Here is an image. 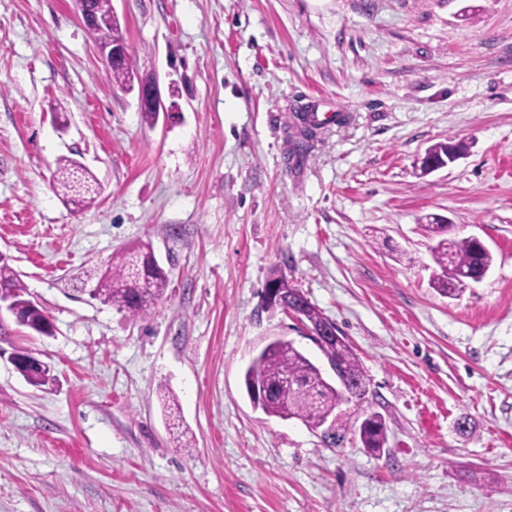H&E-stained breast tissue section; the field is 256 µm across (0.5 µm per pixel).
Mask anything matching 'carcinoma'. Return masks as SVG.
<instances>
[{
  "instance_id": "carcinoma-1",
  "label": "carcinoma",
  "mask_w": 512,
  "mask_h": 512,
  "mask_svg": "<svg viewBox=\"0 0 512 512\" xmlns=\"http://www.w3.org/2000/svg\"><path fill=\"white\" fill-rule=\"evenodd\" d=\"M112 79L124 88L137 81L144 86L154 83L151 76H140L132 66V56L111 67ZM315 134L304 135L293 141L291 156L305 159ZM434 156L448 157V152L464 153L461 142L449 139L430 148ZM53 190L62 200L76 208L91 205L100 193L96 177L86 168L63 157L58 160L53 178ZM428 230L438 238L432 247V258L438 271L431 279V287L448 298L459 295L465 283L479 281L490 270L493 256L488 248L472 237H448V225L430 224ZM92 289L95 300L125 312L131 318L150 315L163 298L169 285L168 273L158 263L149 242L127 248L112 257V261L93 274ZM291 287L288 278L278 269L270 271L265 288L281 293V298L265 301L268 309L282 308L285 289ZM0 289L8 291L16 301L27 298L26 289L18 272L9 263V257L0 256ZM319 350L327 362L340 369L342 383L324 377L294 341L275 338L252 359L244 373V386L254 407L268 416L298 419L308 428L317 430L329 424V430L344 439L345 426L336 415V409L351 397L366 392V378L352 346L343 336L331 340ZM362 447L370 454L383 453L387 444L386 424L377 412L365 416L358 428Z\"/></svg>"
}]
</instances>
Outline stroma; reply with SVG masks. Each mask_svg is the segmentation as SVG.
Here are the masks:
<instances>
[{"mask_svg":"<svg viewBox=\"0 0 512 512\" xmlns=\"http://www.w3.org/2000/svg\"><path fill=\"white\" fill-rule=\"evenodd\" d=\"M167 114L146 124L75 0H0V252L54 334L0 322V512H512V0H112ZM335 112L307 160L292 117ZM467 146L422 175L433 144ZM66 156L95 205L54 194ZM494 262L430 286L433 217ZM151 242L170 284L131 319L89 298ZM346 336L366 377L340 445L266 416L243 371L269 340L325 359L263 307L271 269ZM176 397L178 447L158 398ZM383 415L373 456L357 429ZM468 418L473 429L458 434Z\"/></svg>","mask_w":512,"mask_h":512,"instance_id":"1","label":"stroma"}]
</instances>
